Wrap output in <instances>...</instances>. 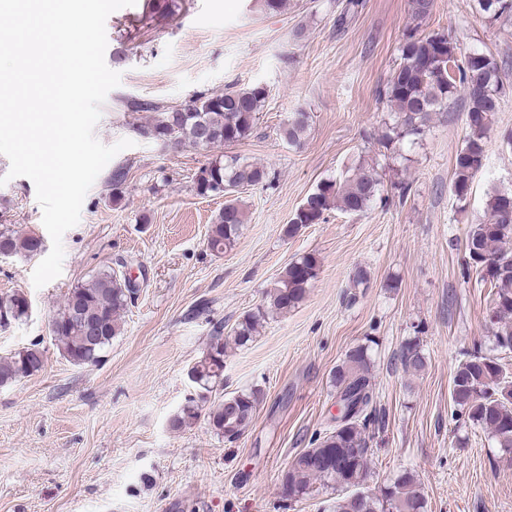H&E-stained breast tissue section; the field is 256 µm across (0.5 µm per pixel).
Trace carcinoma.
Returning <instances> with one entry per match:
<instances>
[{
	"label": "carcinoma",
	"mask_w": 512,
	"mask_h": 512,
	"mask_svg": "<svg viewBox=\"0 0 512 512\" xmlns=\"http://www.w3.org/2000/svg\"><path fill=\"white\" fill-rule=\"evenodd\" d=\"M480 11L491 18L512 12V0H476ZM434 0H410L413 32L400 45V63L387 80L384 96L400 121L389 128L390 142L425 132L432 113L455 101L458 89L466 93L467 133L463 148L455 158L453 190L458 201L466 200L474 176L481 170L490 138L492 116L499 111L500 67L490 56L472 52L461 54L457 44L445 34H414L432 13ZM463 61H458V55ZM268 96L261 84L221 93L199 95L179 108L161 107L154 102L129 101L133 112L153 111L152 122L139 133L159 141L177 134L179 143L195 147L231 146L247 138ZM207 141L196 138L198 129ZM308 130V117L297 112L281 129L291 144H298ZM266 170L237 156L216 159L199 168L194 189L199 196L222 193L224 207L215 215L207 237V248L222 253L232 247L245 223V214L233 198L241 188L257 186L266 180ZM378 194V180L370 168L360 167L343 180H324L297 209L284 234L293 237L305 226L317 224L326 212L336 208L349 214L366 212ZM512 192L493 190L486 211L467 235L468 264L482 281L493 289L490 319L497 324L493 336L495 353L475 349L464 355L454 371L451 400L452 416L480 428L503 452L512 451V375L501 363L499 354L512 353ZM44 248L43 238L35 233L20 236L5 227L0 230V252L12 257L34 256ZM319 269V259L307 253L288 264L267 292V304L244 314L224 340L223 329L214 331L208 349L190 367L188 376L197 392L186 399L170 420L175 430L191 427L201 418L224 440H237L252 424L261 401L258 389L244 390L218 401L209 393L224 380V354L228 343L238 347L253 341L262 322L270 314L294 308L307 294ZM135 289L116 272L104 270L70 288L55 317L52 334L60 354L70 363L83 366L96 363L112 340L121 334V312L132 303ZM29 303L20 293L0 297V316L20 319L27 316ZM95 324L99 330L94 344L83 335L79 319ZM369 340L350 348L332 381L336 402L342 408L341 420L314 437L300 450L281 476L282 495L289 500L313 494L316 485L338 493L334 512H427V502L416 472L405 469L374 491L367 487L374 449L370 448L369 426L379 423L371 377ZM404 370L419 372L426 357L419 341L407 340L399 354ZM43 353L38 345L26 347L13 356L0 358V386L39 373Z\"/></svg>",
	"instance_id": "obj_1"
}]
</instances>
